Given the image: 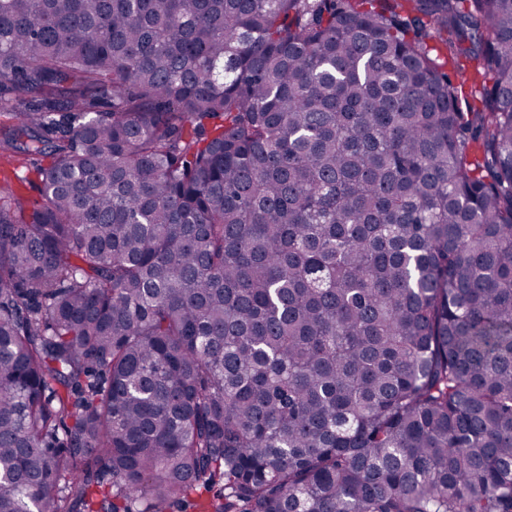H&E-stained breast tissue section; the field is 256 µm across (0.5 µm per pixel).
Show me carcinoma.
<instances>
[{
    "instance_id": "obj_1",
    "label": "carcinoma",
    "mask_w": 512,
    "mask_h": 512,
    "mask_svg": "<svg viewBox=\"0 0 512 512\" xmlns=\"http://www.w3.org/2000/svg\"><path fill=\"white\" fill-rule=\"evenodd\" d=\"M2 159L0 512H512V0H0ZM0 170H2V174H0V181H3V177L6 175H14L15 177H28L30 179H33L35 181L34 184H29L25 182L20 181V185L16 188L18 191V194L21 195L26 200H31L39 197V192L37 189V181L35 180L34 174L30 173L26 170V167L16 166V165H10L7 163L0 164Z\"/></svg>"
}]
</instances>
